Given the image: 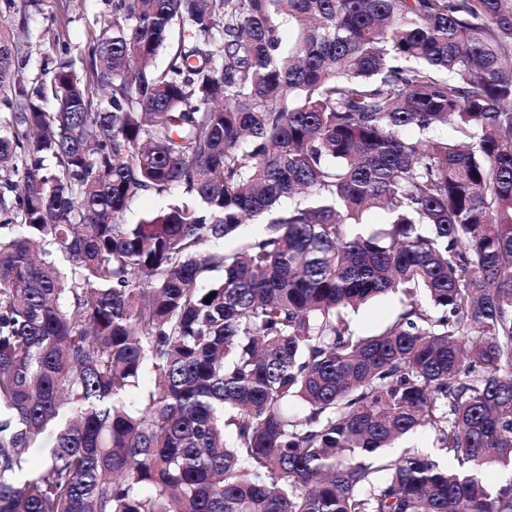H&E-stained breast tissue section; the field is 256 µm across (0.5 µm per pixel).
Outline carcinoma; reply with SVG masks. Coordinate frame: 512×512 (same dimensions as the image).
<instances>
[{
    "mask_svg": "<svg viewBox=\"0 0 512 512\" xmlns=\"http://www.w3.org/2000/svg\"><path fill=\"white\" fill-rule=\"evenodd\" d=\"M106 2L85 79L0 23V512H512V0ZM167 199L154 196L151 194H138L123 216L125 224H138L140 220L147 218L156 213L165 203ZM403 302L396 293L381 295L351 314L356 332L362 336L378 333L401 313ZM417 446L422 448L425 452H428L432 455L433 458L438 459L441 462H444V459L439 456L437 448H434V436L429 431L419 430L416 433L408 436L406 439L399 441L395 444V448H383L381 452L387 455H394L402 449V447L406 446Z\"/></svg>",
    "mask_w": 512,
    "mask_h": 512,
    "instance_id": "carcinoma-1",
    "label": "carcinoma"
}]
</instances>
